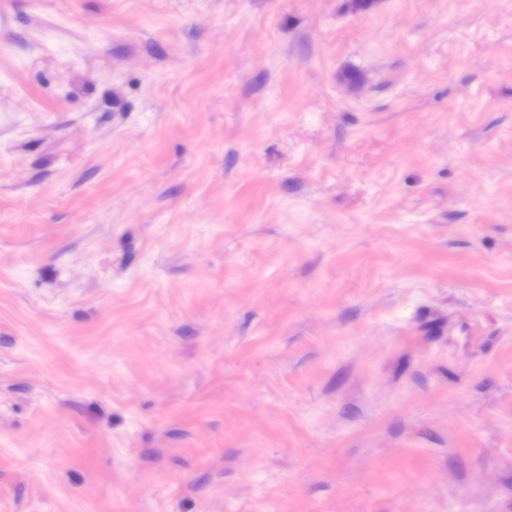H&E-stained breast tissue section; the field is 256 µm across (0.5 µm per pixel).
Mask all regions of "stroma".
<instances>
[{
    "mask_svg": "<svg viewBox=\"0 0 512 512\" xmlns=\"http://www.w3.org/2000/svg\"><path fill=\"white\" fill-rule=\"evenodd\" d=\"M0 0V512H512V0Z\"/></svg>",
    "mask_w": 512,
    "mask_h": 512,
    "instance_id": "1",
    "label": "stroma"
}]
</instances>
